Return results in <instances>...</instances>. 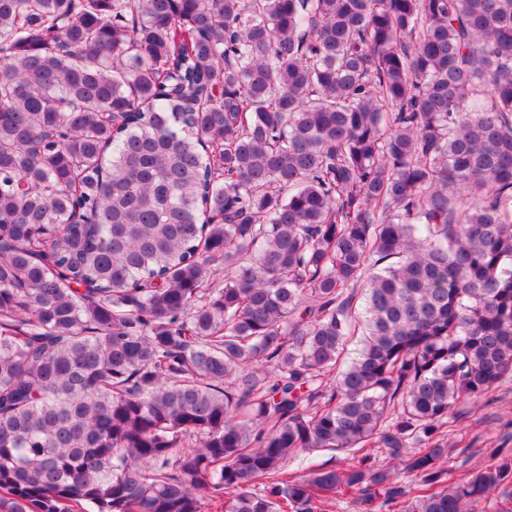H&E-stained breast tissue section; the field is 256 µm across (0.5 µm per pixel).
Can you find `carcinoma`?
Segmentation results:
<instances>
[{"mask_svg": "<svg viewBox=\"0 0 512 512\" xmlns=\"http://www.w3.org/2000/svg\"><path fill=\"white\" fill-rule=\"evenodd\" d=\"M506 379L512 0H0V512H471ZM444 434L448 465L467 460L461 471L491 463L485 448H512V380L478 402L458 404ZM357 492H343L336 500L327 503L324 512H370L369 506L360 502Z\"/></svg>", "mask_w": 512, "mask_h": 512, "instance_id": "1", "label": "carcinoma"}]
</instances>
